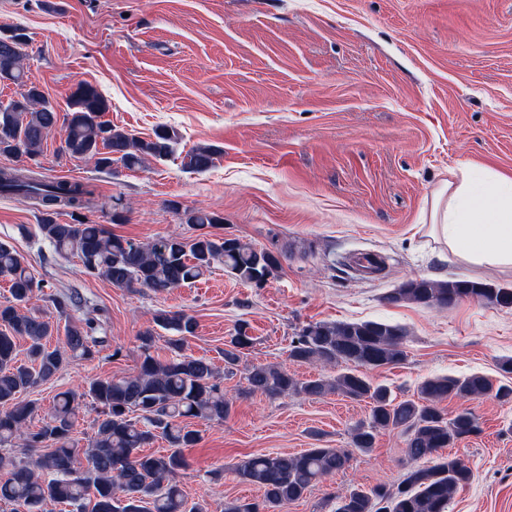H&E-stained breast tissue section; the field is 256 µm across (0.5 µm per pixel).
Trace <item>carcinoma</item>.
Returning <instances> with one entry per match:
<instances>
[{"mask_svg":"<svg viewBox=\"0 0 512 512\" xmlns=\"http://www.w3.org/2000/svg\"><path fill=\"white\" fill-rule=\"evenodd\" d=\"M26 41L18 29L0 31V83L9 81L22 89L19 98L0 109V156L35 159L59 124L64 128L60 153L91 161L99 170L110 171L117 162L132 169L148 157L161 161L175 154L179 140L175 130L162 127L149 140L135 138L103 119L108 101L89 84H78L70 95L69 111L59 115L24 71ZM216 153L211 145H198L186 152L183 167L205 172ZM0 195L31 200L40 212L38 231L55 253L78 258L86 272L105 278L115 288L165 293L197 281L218 264L242 283L261 284L281 268L279 255L271 250L204 231L224 223L214 212L186 213V223L203 230L190 242L177 234L136 242L112 233L104 224L81 218L65 224L55 220L60 209L79 214L93 205L94 190L86 182L46 180L30 169L4 168ZM0 277L8 279L11 295V300L0 303V447L17 439L38 452L36 458L18 462L0 455V504L13 506L11 512L20 507L41 512L46 502L71 506L74 512H207L200 503H188L173 482V476L187 467L184 449L201 440V431L190 420L222 422L230 414V400L214 381L211 362L183 353L185 338L195 333L194 318L183 311L157 312L155 325L174 334L167 340L169 359L154 356L155 332L146 330L139 337L140 363L134 374L93 379L80 394H58L48 420L34 429L31 422L39 404L22 395L59 374L69 356L94 359L102 343L96 336L100 324L94 318L70 323L62 345L52 348L47 340L59 325L21 312L43 292L44 281L14 247L2 241ZM464 298L512 307V289L472 280H410L388 296L393 303L427 307H448ZM19 338L27 343L23 359ZM251 341L246 324H238L224 342L226 371L238 366ZM406 341L403 327L384 321L316 322L292 337L288 358L299 364L346 365L335 377L300 382L280 366L248 369L247 390L252 394L320 398L336 393L369 401V417L352 428V444L361 453L371 452L381 433L404 434L410 466L397 487L352 485L331 497L332 512H448L454 493L469 483L471 470L439 450L478 433L479 426L469 409L449 415L442 404L491 393L504 403L512 402V385L495 387L481 373L431 377L421 382L416 398L397 399L389 387L372 383L361 369L403 363ZM81 398L91 400L97 417L94 436L80 450L73 432ZM159 437L169 449L163 454L145 452ZM79 453L87 461L84 470L75 466ZM352 459L349 450L320 447L295 455H253L237 466L235 475L239 482L258 487L262 501L229 500L224 512H285L315 484L347 470Z\"/></svg>","mask_w":512,"mask_h":512,"instance_id":"obj_1","label":"carcinoma"}]
</instances>
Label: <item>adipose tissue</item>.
<instances>
[{
	"mask_svg": "<svg viewBox=\"0 0 512 512\" xmlns=\"http://www.w3.org/2000/svg\"><path fill=\"white\" fill-rule=\"evenodd\" d=\"M430 234L463 262L512 268V178L495 177L490 188L464 178L440 193Z\"/></svg>",
	"mask_w": 512,
	"mask_h": 512,
	"instance_id": "1",
	"label": "adipose tissue"
}]
</instances>
